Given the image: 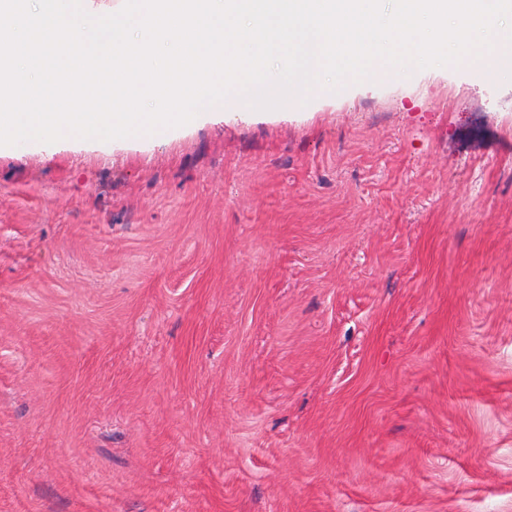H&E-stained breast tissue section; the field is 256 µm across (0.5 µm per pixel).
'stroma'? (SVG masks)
<instances>
[{
	"mask_svg": "<svg viewBox=\"0 0 512 512\" xmlns=\"http://www.w3.org/2000/svg\"><path fill=\"white\" fill-rule=\"evenodd\" d=\"M0 512H512V71L1 152Z\"/></svg>",
	"mask_w": 512,
	"mask_h": 512,
	"instance_id": "obj_1",
	"label": "stroma"
}]
</instances>
